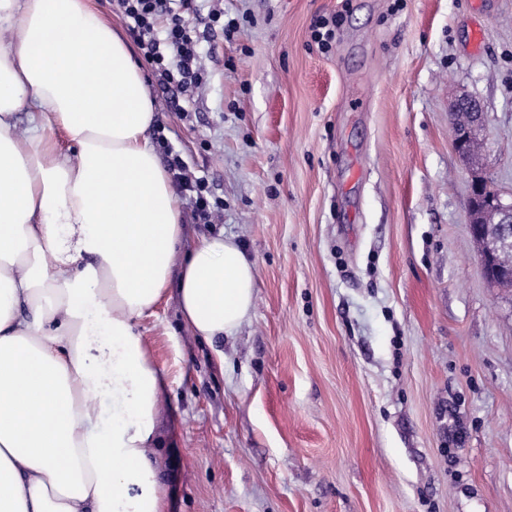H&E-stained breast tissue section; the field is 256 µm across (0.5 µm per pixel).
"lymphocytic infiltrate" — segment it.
I'll list each match as a JSON object with an SVG mask.
<instances>
[{
	"mask_svg": "<svg viewBox=\"0 0 512 512\" xmlns=\"http://www.w3.org/2000/svg\"><path fill=\"white\" fill-rule=\"evenodd\" d=\"M112 6L127 21L160 85L188 96L205 82L196 21L204 15L224 33L237 30L235 19L225 18L220 10H206L205 0H112ZM166 162L177 189L188 197L195 218L206 224L222 220L224 204L213 199L208 180L190 172L178 152L167 151Z\"/></svg>",
	"mask_w": 512,
	"mask_h": 512,
	"instance_id": "f902f5d3",
	"label": "lymphocytic infiltrate"
}]
</instances>
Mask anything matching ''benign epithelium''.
<instances>
[{
    "label": "benign epithelium",
    "mask_w": 512,
    "mask_h": 512,
    "mask_svg": "<svg viewBox=\"0 0 512 512\" xmlns=\"http://www.w3.org/2000/svg\"><path fill=\"white\" fill-rule=\"evenodd\" d=\"M451 133L456 152L468 159L469 139L481 130L486 113L479 100L460 96L453 101ZM471 236L479 246V257L484 273L498 274L494 259L500 249L512 248V193L492 186V178L485 172H472L469 199Z\"/></svg>",
    "instance_id": "1"
}]
</instances>
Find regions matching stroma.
Wrapping results in <instances>:
<instances>
[{"label": "stroma", "mask_w": 512, "mask_h": 512, "mask_svg": "<svg viewBox=\"0 0 512 512\" xmlns=\"http://www.w3.org/2000/svg\"><path fill=\"white\" fill-rule=\"evenodd\" d=\"M222 6L239 30L201 40L198 99L140 66L150 142L224 202L218 224L182 202L187 239H235L257 279L236 336L195 340L173 286L138 326L169 512H512V289L484 276L449 114L480 100L474 166L512 190V0ZM340 19L336 16L327 18H320L312 27V36L314 40L324 49L329 48L331 41L335 36V29L339 25Z\"/></svg>", "instance_id": "stroma-1"}]
</instances>
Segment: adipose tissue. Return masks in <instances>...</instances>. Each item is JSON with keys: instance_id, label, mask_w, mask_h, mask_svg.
Instances as JSON below:
<instances>
[{"instance_id": "adipose-tissue-1", "label": "adipose tissue", "mask_w": 512, "mask_h": 512, "mask_svg": "<svg viewBox=\"0 0 512 512\" xmlns=\"http://www.w3.org/2000/svg\"><path fill=\"white\" fill-rule=\"evenodd\" d=\"M0 32V512H166L137 324L174 279L192 336H235L254 265L221 233L186 243L150 90L92 0H0Z\"/></svg>"}]
</instances>
